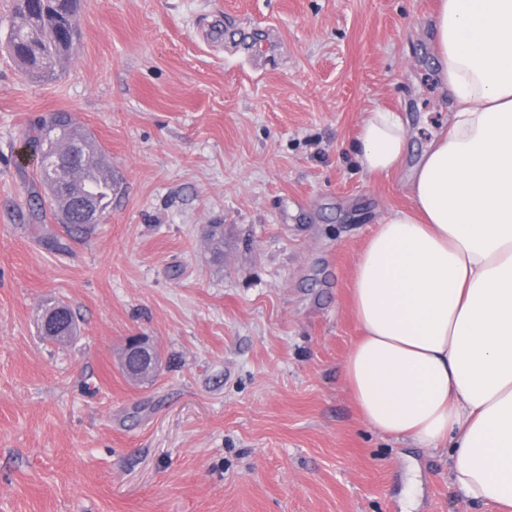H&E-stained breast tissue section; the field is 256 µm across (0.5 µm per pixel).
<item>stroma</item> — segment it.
I'll return each mask as SVG.
<instances>
[{
  "mask_svg": "<svg viewBox=\"0 0 512 512\" xmlns=\"http://www.w3.org/2000/svg\"><path fill=\"white\" fill-rule=\"evenodd\" d=\"M437 2L79 0L56 78L0 48V512H495L447 454L361 421L341 372L354 261L412 205L357 136L372 109L406 114L414 160L446 126ZM263 32L268 60L242 48ZM55 111L117 181L68 252L21 160ZM54 301L66 344L39 332ZM131 336L162 354L151 381L120 368Z\"/></svg>",
  "mask_w": 512,
  "mask_h": 512,
  "instance_id": "obj_1",
  "label": "stroma"
}]
</instances>
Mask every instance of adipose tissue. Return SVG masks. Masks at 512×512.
I'll return each instance as SVG.
<instances>
[{
	"label": "adipose tissue",
	"instance_id": "obj_1",
	"mask_svg": "<svg viewBox=\"0 0 512 512\" xmlns=\"http://www.w3.org/2000/svg\"><path fill=\"white\" fill-rule=\"evenodd\" d=\"M431 28L449 127L356 259L343 378L373 431L446 451L466 498L512 512V0H440ZM410 135L373 109L362 170H398Z\"/></svg>",
	"mask_w": 512,
	"mask_h": 512
}]
</instances>
